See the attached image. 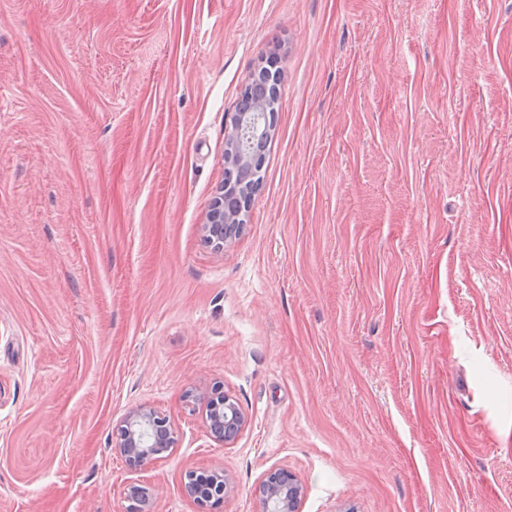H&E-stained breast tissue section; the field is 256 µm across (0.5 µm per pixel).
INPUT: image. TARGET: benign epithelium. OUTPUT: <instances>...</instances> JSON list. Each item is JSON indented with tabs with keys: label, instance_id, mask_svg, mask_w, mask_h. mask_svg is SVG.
I'll list each match as a JSON object with an SVG mask.
<instances>
[{
	"label": "benign epithelium",
	"instance_id": "benign-epithelium-1",
	"mask_svg": "<svg viewBox=\"0 0 512 512\" xmlns=\"http://www.w3.org/2000/svg\"><path fill=\"white\" fill-rule=\"evenodd\" d=\"M205 240L216 249L237 237L242 227L224 226L223 197H218L202 225ZM196 404L205 407L208 436L226 447L232 445L245 426V418L236 402L224 395L218 400L205 393L192 396ZM178 442L176 431L169 419L152 409L140 407L131 411L120 427L117 448L126 456L132 467L163 457ZM257 493L262 512H299L303 487L297 477L280 468L269 470L260 481Z\"/></svg>",
	"mask_w": 512,
	"mask_h": 512
}]
</instances>
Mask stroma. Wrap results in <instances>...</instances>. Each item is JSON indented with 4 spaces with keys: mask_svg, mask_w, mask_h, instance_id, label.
<instances>
[{
    "mask_svg": "<svg viewBox=\"0 0 512 512\" xmlns=\"http://www.w3.org/2000/svg\"><path fill=\"white\" fill-rule=\"evenodd\" d=\"M189 391L238 404L231 447ZM139 407L178 443L133 468ZM273 468L300 512H512V0H0V512H130L132 483L261 512ZM278 69L275 62L270 61L263 67L258 75L252 78L251 82L242 92V97L237 104L236 113L241 112L243 105L256 96H262L259 103L263 108L261 112L267 114L268 132L265 135L252 139L248 143L247 164L245 167L230 165L224 170V204L223 194L214 201L212 208L207 216V224H203L205 240L208 244H213L216 249L224 250V242L236 238L242 231L243 226L228 225L224 229L225 216L227 214L238 215L249 208V201L255 189H259L262 182V167L264 150L269 138V131L272 128L273 113L277 111L278 102ZM258 103V104H259ZM235 113L233 120H237ZM236 117V118H235ZM230 206L232 209H229ZM257 493L262 512H298L303 487L297 477L280 468L269 470L260 481ZM213 476L222 482V486H224V492H226L228 480L224 476L213 474ZM216 480H211L208 478H199L196 477L190 481V483H194V498L199 503H211L212 505H218L223 499V494H221L220 490V482Z\"/></svg>",
    "mask_w": 512,
    "mask_h": 512,
    "instance_id": "obj_1",
    "label": "stroma"
}]
</instances>
